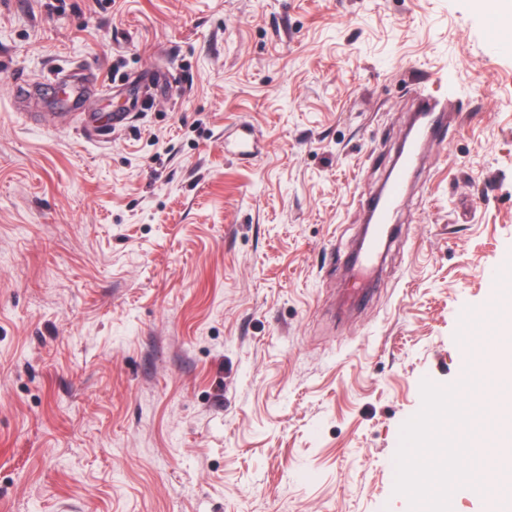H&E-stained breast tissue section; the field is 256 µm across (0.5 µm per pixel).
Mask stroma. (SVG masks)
Returning a JSON list of instances; mask_svg holds the SVG:
<instances>
[{
	"mask_svg": "<svg viewBox=\"0 0 512 512\" xmlns=\"http://www.w3.org/2000/svg\"><path fill=\"white\" fill-rule=\"evenodd\" d=\"M499 33L477 0H0V512H409L401 426L512 290ZM419 86L462 124L341 310Z\"/></svg>",
	"mask_w": 512,
	"mask_h": 512,
	"instance_id": "1",
	"label": "stroma"
}]
</instances>
